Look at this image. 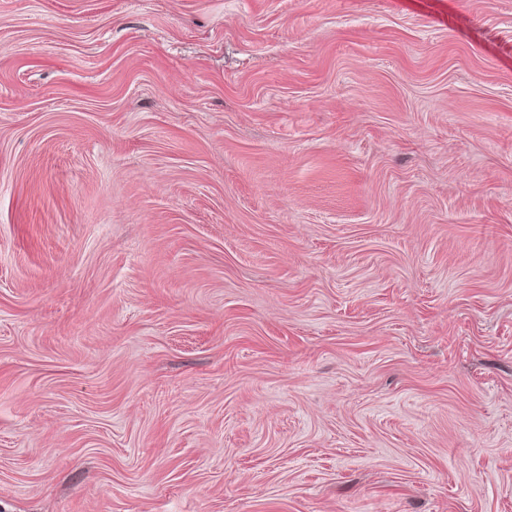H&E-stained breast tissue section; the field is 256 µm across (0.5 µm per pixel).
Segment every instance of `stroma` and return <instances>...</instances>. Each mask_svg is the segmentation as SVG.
I'll return each instance as SVG.
<instances>
[{
	"instance_id": "35a3bbf8",
	"label": "stroma",
	"mask_w": 512,
	"mask_h": 512,
	"mask_svg": "<svg viewBox=\"0 0 512 512\" xmlns=\"http://www.w3.org/2000/svg\"><path fill=\"white\" fill-rule=\"evenodd\" d=\"M0 512H512V0H0Z\"/></svg>"
}]
</instances>
